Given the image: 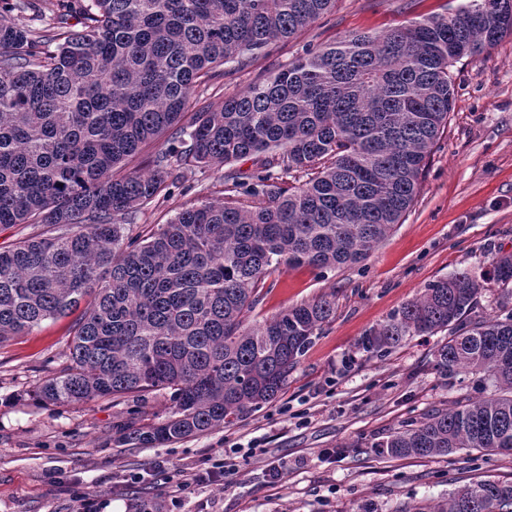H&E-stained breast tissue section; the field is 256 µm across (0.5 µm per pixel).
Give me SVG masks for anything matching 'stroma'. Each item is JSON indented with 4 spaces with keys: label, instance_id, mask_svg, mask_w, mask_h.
I'll list each match as a JSON object with an SVG mask.
<instances>
[{
    "label": "stroma",
    "instance_id": "obj_1",
    "mask_svg": "<svg viewBox=\"0 0 512 512\" xmlns=\"http://www.w3.org/2000/svg\"><path fill=\"white\" fill-rule=\"evenodd\" d=\"M468 0H336L293 38L271 44L248 66L225 65L200 84L198 104H217L292 64L305 49L351 33L382 34L411 22L450 15ZM453 110L433 147L417 197L402 224L360 263L320 271L280 267L246 326L330 295L336 314L300 359L286 389L234 426L158 448L116 443V427L161 420L167 391L81 404L46 405L31 393L66 365L76 314L48 319L0 343V512H75L95 499L100 512H132L141 498L166 499L181 489L176 512H399L448 497L478 480H512V454L459 450L429 458H390L374 449L401 423L475 395L476 376L442 380L433 368L439 336H416L386 356L358 348L423 288L456 271L489 272L497 252H512V37L453 64ZM258 168L246 156L227 168L184 172L139 210L125 239L169 223L181 209L233 198L224 173L250 182ZM235 449L223 481L184 486L186 468ZM284 467L269 484L267 466Z\"/></svg>",
    "mask_w": 512,
    "mask_h": 512
}]
</instances>
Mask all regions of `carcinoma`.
<instances>
[{"instance_id":"carcinoma-1","label":"carcinoma","mask_w":512,"mask_h":512,"mask_svg":"<svg viewBox=\"0 0 512 512\" xmlns=\"http://www.w3.org/2000/svg\"><path fill=\"white\" fill-rule=\"evenodd\" d=\"M335 3L62 0L46 22L30 0H0V225L49 227L0 246V342L85 304L68 366L33 390L35 400L165 390L163 420L118 429V444L155 448L242 421L287 387L335 302L247 328L259 285L281 265L358 263L402 223L452 110L448 67L512 36V0H469L450 16L307 50L178 126L215 68L247 64ZM160 139L148 172L120 173ZM249 155L259 168L245 192L259 204L184 209L122 244L123 222L175 171ZM310 170L302 183L276 185ZM489 276L512 283V252L495 253ZM483 288L467 270L435 280L361 338L363 351L383 357L407 336L448 330L434 370L482 383V396L374 443L382 453L512 450V314L472 319ZM398 512H512V482L466 484L444 503Z\"/></svg>"}]
</instances>
